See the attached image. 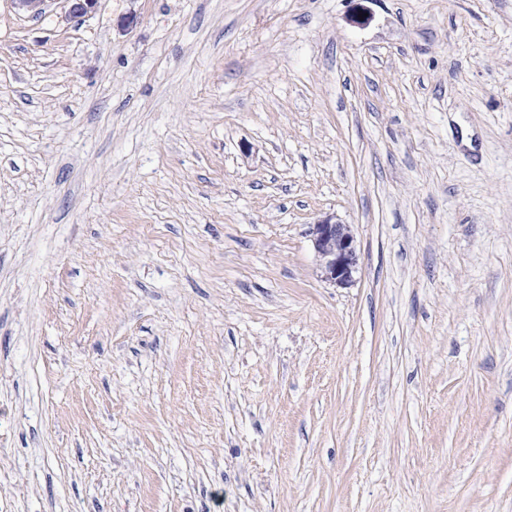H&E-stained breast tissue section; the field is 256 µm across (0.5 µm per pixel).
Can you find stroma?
<instances>
[{
    "label": "stroma",
    "instance_id": "stroma-1",
    "mask_svg": "<svg viewBox=\"0 0 512 512\" xmlns=\"http://www.w3.org/2000/svg\"><path fill=\"white\" fill-rule=\"evenodd\" d=\"M0 512H512V0H0ZM309 235L323 278L335 286H351L360 266L355 238L349 225L326 216L311 225Z\"/></svg>",
    "mask_w": 512,
    "mask_h": 512
}]
</instances>
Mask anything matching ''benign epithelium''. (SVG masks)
Segmentation results:
<instances>
[{
  "label": "benign epithelium",
  "instance_id": "1",
  "mask_svg": "<svg viewBox=\"0 0 512 512\" xmlns=\"http://www.w3.org/2000/svg\"><path fill=\"white\" fill-rule=\"evenodd\" d=\"M69 15L75 18L93 13L99 0H65ZM313 248L319 260L322 277L329 283L346 288L360 271L355 238L349 225L327 216L309 229Z\"/></svg>",
  "mask_w": 512,
  "mask_h": 512
}]
</instances>
